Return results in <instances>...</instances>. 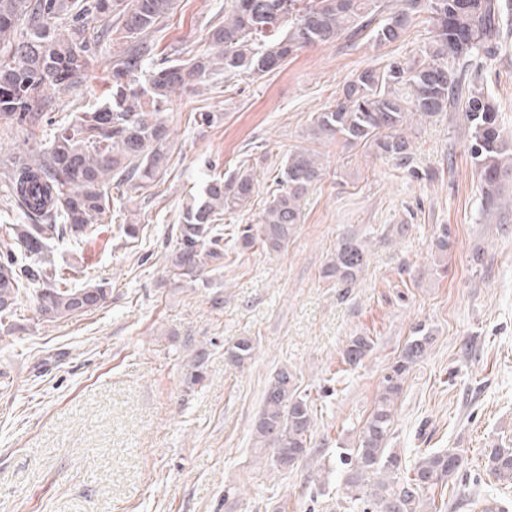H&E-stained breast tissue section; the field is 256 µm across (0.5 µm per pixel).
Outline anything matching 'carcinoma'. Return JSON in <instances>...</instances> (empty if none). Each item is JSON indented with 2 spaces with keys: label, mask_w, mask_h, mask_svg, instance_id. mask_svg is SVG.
<instances>
[{
  "label": "carcinoma",
  "mask_w": 512,
  "mask_h": 512,
  "mask_svg": "<svg viewBox=\"0 0 512 512\" xmlns=\"http://www.w3.org/2000/svg\"><path fill=\"white\" fill-rule=\"evenodd\" d=\"M174 7V0H0V120L31 135L50 127L48 148L10 163L6 193L28 219L0 234V328L16 315L22 294L40 287L39 315L47 322L94 311L107 295L98 284L71 287L66 268L51 258V244L80 240L95 224L112 218V195L144 188L166 171L169 131L156 115L172 94L196 90L211 76H263L299 49L340 37L349 44L366 38L374 45L399 39L420 16L431 24L433 40L413 63L393 61L382 70L364 69L343 89L336 107L318 112L309 138L371 146L380 156L404 160L410 141L407 117L461 112L468 126V151L479 170V194L488 213L501 211L503 181L512 175V143L504 136L498 109L484 91L483 74L496 63L501 38L512 30V0H226L224 17L208 32L209 49L188 59L154 62L150 34ZM122 24L115 26L112 18ZM99 23L97 43L118 44L102 60L112 89L100 105L76 115L47 120L54 106L50 90L79 86L90 63L98 61L86 35ZM316 150L290 152L274 176L277 185L257 224L232 239L240 247L280 251L300 218V200L321 180ZM255 190L248 168L209 177L199 197L183 209L176 243L168 257L178 280L200 279L208 265L224 262V228L218 221L246 209ZM365 242L346 236L324 273L336 285H353L365 267ZM433 340L420 325L382 386L353 452L338 455L339 475L351 508L361 512H424L423 496L461 474L455 450L424 453L411 468L387 447L394 401L404 377ZM368 336H352L342 361L355 366L371 351ZM256 348L239 337L224 356L241 366ZM313 403L295 392L293 374L280 368L263 396L255 419L256 447L288 454L295 462L311 455ZM487 468L512 484V448L488 452Z\"/></svg>",
  "instance_id": "1"
}]
</instances>
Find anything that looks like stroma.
Listing matches in <instances>:
<instances>
[{"label":"stroma","mask_w":512,"mask_h":512,"mask_svg":"<svg viewBox=\"0 0 512 512\" xmlns=\"http://www.w3.org/2000/svg\"><path fill=\"white\" fill-rule=\"evenodd\" d=\"M223 15L224 0H175L153 40L167 54L201 53ZM431 39L419 17L391 43L315 44L264 76L172 95L159 114L170 132L166 172L114 201L111 223L91 240L52 252L76 267L73 287L108 282L105 302L47 323L32 287L15 330H0V512H347L336 458L356 447L386 368L421 324L434 339L405 377L389 447L410 464L461 451L462 480L434 490L445 512H465L476 492L512 503V485L498 484L486 458L512 446V180L502 214L483 215L462 113L408 118L404 161L317 144L324 175L282 251H227L194 283L167 267L181 212L209 174L253 171L246 210L223 224L256 223L289 151L308 146L313 116L334 107L356 73L413 61ZM110 86L109 72L91 66L53 117L101 102ZM484 87L512 133V35ZM199 112L221 119L201 125ZM131 216L141 230L127 239L119 226ZM346 235L365 241L368 256L354 287L340 288L323 269ZM360 335L372 351L343 364L345 343ZM240 336L257 346L235 367L224 349ZM199 348L209 354L205 378L191 385ZM282 367L314 401L313 453L291 468L275 466L252 434Z\"/></svg>","instance_id":"obj_1"}]
</instances>
